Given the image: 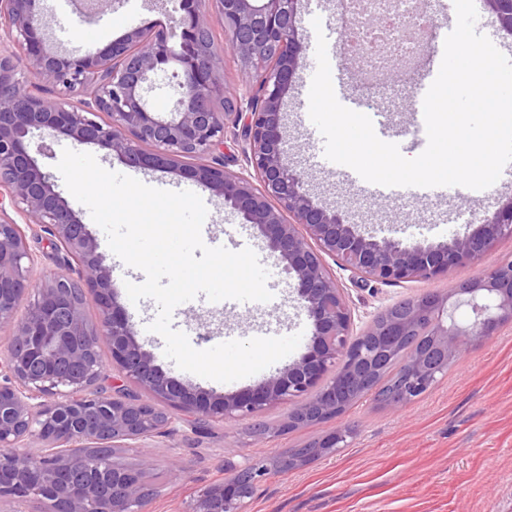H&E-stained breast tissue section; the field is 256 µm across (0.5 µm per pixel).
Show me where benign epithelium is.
I'll list each match as a JSON object with an SVG mask.
<instances>
[{"label":"benign epithelium","instance_id":"1","mask_svg":"<svg viewBox=\"0 0 512 512\" xmlns=\"http://www.w3.org/2000/svg\"><path fill=\"white\" fill-rule=\"evenodd\" d=\"M177 28L135 27L95 51L62 52L49 46L45 0H0V326H12L10 349L0 357V500L25 512L32 499L56 512H144L141 474L122 470L93 449L141 448L167 433L172 418L155 402L218 421L249 420L286 400L296 403L299 424L314 416L337 418L339 398L366 390L364 365H381L398 349L411 353L405 378L388 393L400 407L428 391L462 348L512 323V261L466 280L451 294L427 291L400 301L359 334L335 273L324 256L342 261L362 281H431L484 258L512 236V196L482 211L476 225L445 244L377 239L358 231L339 210L316 202L300 172L286 161L281 106L304 55L298 0H210L228 46L238 57L245 99L225 96L219 63L210 49L211 30L202 0H176ZM500 28L512 32V0H487ZM348 0H336L337 20L348 40L361 37L362 15L347 19ZM173 63L175 99L170 115L151 110L152 75ZM27 69L33 81L17 77ZM231 128L240 136L253 172L228 168L215 155ZM106 149L126 164L195 180L256 229L294 279L312 333L307 351L278 375L234 394L203 391L167 375L135 338L117 301L110 268L97 251L81 212L56 191L52 175L31 152L27 137ZM190 157H209L192 164ZM22 205L26 225L48 224L60 249L79 265L81 283L58 276L33 283L26 234L3 218L4 200ZM95 294L100 320H84L85 291ZM33 301L17 319L19 302ZM471 308L466 324L448 318L450 296ZM433 337L420 350L415 337ZM112 364L143 394L122 385L112 393L93 390L103 378L99 344ZM345 428L318 441L323 453L342 447ZM41 452L32 454L29 449ZM268 468L233 465L224 484L205 491L193 512H246L257 478Z\"/></svg>","mask_w":512,"mask_h":512}]
</instances>
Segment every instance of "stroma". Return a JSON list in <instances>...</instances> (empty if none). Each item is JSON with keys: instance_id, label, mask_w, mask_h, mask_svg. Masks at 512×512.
<instances>
[{"instance_id": "stroma-1", "label": "stroma", "mask_w": 512, "mask_h": 512, "mask_svg": "<svg viewBox=\"0 0 512 512\" xmlns=\"http://www.w3.org/2000/svg\"><path fill=\"white\" fill-rule=\"evenodd\" d=\"M346 90L372 93L389 110L390 122L411 128L409 103L399 91L402 80L385 88L369 89L360 64L341 60ZM283 133L288 142V162L304 178V188L323 206L338 209L368 235L395 240L416 239L426 244L448 242L464 230L463 220L449 223L450 213H469L487 207L496 198L512 196L511 188L481 198H428L401 196L376 200L347 180L343 171L315 165L312 155L319 143L309 118V87L296 78L282 106ZM101 167L165 190L203 192V185L163 171H144L121 162L107 150L89 149ZM208 236L226 247L248 243L268 271L275 288L266 302L209 301L205 296L178 305L175 318L192 347L205 350L226 337H284L296 333L304 340L298 347L263 371L230 383H222L181 370L164 355L165 341L148 326L158 305L150 298L131 302L125 281L135 280L136 268L116 261L100 227L90 224L99 253L105 255L117 286V297L129 316L136 339L156 365L178 381L205 390L235 393L295 362L307 348L311 326L298 307L293 279L277 255L264 248L252 227L228 207L221 197L208 195ZM27 240L34 257L33 281L70 275L56 250L49 227L28 229ZM512 258V239L500 241L482 263L457 268L448 277L432 281L397 284L361 283L342 270L338 260L326 257L335 270L350 307L355 331L367 329L394 303L426 291L448 292L459 282L475 277L482 266ZM292 402L265 410L261 418L277 432L258 436L248 421L219 422L201 414H174V430L155 438L151 449H123L122 462L138 470L152 495L146 512H193L199 496L221 485L228 477V464L246 461L272 463L287 449L317 440L329 429L321 423L297 430L284 425ZM351 427L349 443L305 467L285 473L270 472L254 488L248 512H512V325L465 351L450 370L423 396L399 408L378 405L372 397L354 404L339 420ZM184 467L181 479L170 477L172 465Z\"/></svg>"}]
</instances>
